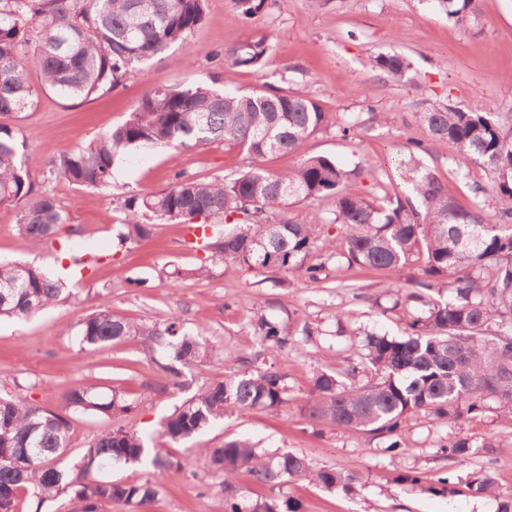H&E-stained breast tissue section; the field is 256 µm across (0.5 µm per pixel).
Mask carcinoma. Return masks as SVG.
<instances>
[{
	"instance_id": "carcinoma-1",
	"label": "carcinoma",
	"mask_w": 512,
	"mask_h": 512,
	"mask_svg": "<svg viewBox=\"0 0 512 512\" xmlns=\"http://www.w3.org/2000/svg\"><path fill=\"white\" fill-rule=\"evenodd\" d=\"M244 19L267 7V0H232ZM479 0H440L448 18L468 27L479 15ZM206 0H0V117L18 115L39 97L29 67L42 76V90L65 99L89 98L120 85L129 71L179 46L193 53V37L205 19ZM270 45L255 37L224 51L237 66L259 71ZM372 67L395 80L412 63L402 54L369 59ZM429 141L454 145L470 162L492 177V190L509 224H486L480 210L464 204L449 184L430 169L415 165L407 190L376 203L345 191L361 176L329 156H308L286 178L265 166L268 157L296 152L328 125L323 107L304 90L285 91L264 85L250 92L217 90L205 85H177L147 91L122 124L52 162L57 178L80 187L106 189L119 156L138 147L189 148L217 140L245 151L248 169L226 179L201 180L183 173L172 186L124 199L125 218L113 229L116 251L149 238L159 223L191 225L202 233L206 261L231 262L268 275L284 286L282 275L304 272L311 284L326 280L334 259L349 267L389 272L401 270L414 256L422 258L423 279L408 294L405 334L373 330L364 352L344 364L316 374L303 413L309 422L355 429L380 440V451H405L407 422L423 416L452 424L476 419L494 409L512 421V126L490 112H466L433 104L419 113ZM26 144L9 124L0 122V203L25 201L16 225L33 245L72 237L70 221L59 203L34 189ZM415 196L420 207L412 204ZM331 198L332 224L346 228L344 248L336 243L325 260L308 258L328 223L316 219L297 224L285 216L294 203ZM204 217L205 223H195ZM224 220V235H208L206 221ZM453 283L452 296L437 299L439 284ZM76 297V288L33 265L0 262V318L27 320ZM256 342L271 353L288 349L292 337L308 342L309 323L277 322L264 315L249 321ZM80 344L90 349L137 338L163 375L156 390L177 385L184 370L221 360L224 348L183 331L181 319L163 324L134 321L112 313L106 304L79 324ZM259 356H239L236 368L202 387L161 423V437L188 443L227 413L278 409L289 401L288 376L274 366L257 365ZM134 402L115 389L106 392L79 384L52 410L0 396V512H42L63 496L68 512H101L120 504L129 512L156 501L163 486L156 473L174 465L162 449L149 447L146 436L129 426ZM92 415L108 422L81 452L70 456L74 417ZM491 442L469 437L439 445L436 458L446 463L440 491L460 492L454 468L473 457L482 466L465 487L473 494L495 491V455ZM197 465L224 476L216 492L224 512H296L280 502V490L292 479L309 480L327 490L347 488L356 476L335 469L313 468L304 456L285 452L270 456L247 438H233L218 448L196 449ZM149 465L154 473L141 481H112L105 467ZM247 468L270 495L250 501L234 483Z\"/></svg>"
}]
</instances>
